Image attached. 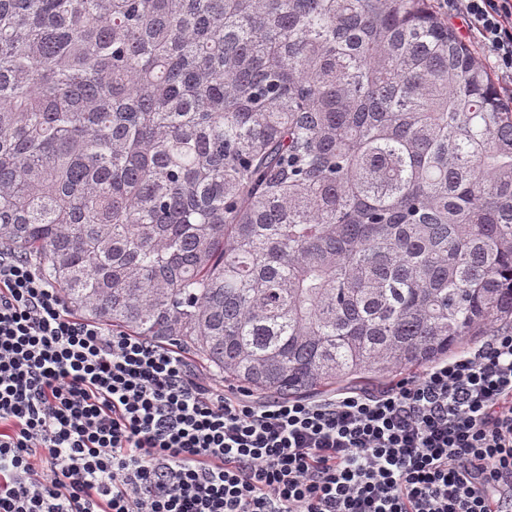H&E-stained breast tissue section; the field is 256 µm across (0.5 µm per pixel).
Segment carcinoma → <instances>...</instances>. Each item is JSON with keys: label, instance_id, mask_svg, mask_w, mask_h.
Segmentation results:
<instances>
[{"label": "carcinoma", "instance_id": "obj_1", "mask_svg": "<svg viewBox=\"0 0 512 512\" xmlns=\"http://www.w3.org/2000/svg\"><path fill=\"white\" fill-rule=\"evenodd\" d=\"M258 395L512 329V98L432 0H0V245Z\"/></svg>", "mask_w": 512, "mask_h": 512}]
</instances>
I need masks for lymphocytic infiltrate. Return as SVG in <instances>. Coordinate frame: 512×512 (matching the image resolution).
Wrapping results in <instances>:
<instances>
[{
    "label": "lymphocytic infiltrate",
    "instance_id": "obj_1",
    "mask_svg": "<svg viewBox=\"0 0 512 512\" xmlns=\"http://www.w3.org/2000/svg\"><path fill=\"white\" fill-rule=\"evenodd\" d=\"M512 80V0H442ZM0 512H512V330L333 397L224 392L0 254Z\"/></svg>",
    "mask_w": 512,
    "mask_h": 512
}]
</instances>
